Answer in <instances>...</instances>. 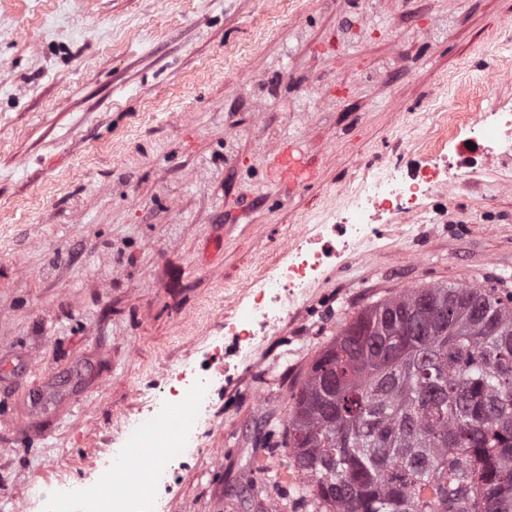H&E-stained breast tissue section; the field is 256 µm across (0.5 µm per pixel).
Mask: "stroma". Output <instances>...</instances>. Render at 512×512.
Returning a JSON list of instances; mask_svg holds the SVG:
<instances>
[{"mask_svg": "<svg viewBox=\"0 0 512 512\" xmlns=\"http://www.w3.org/2000/svg\"><path fill=\"white\" fill-rule=\"evenodd\" d=\"M512 109V0H0V512L77 479L368 167ZM288 142L315 180L274 175ZM512 289V153L332 259L212 399L178 512H296L310 364L403 289Z\"/></svg>", "mask_w": 512, "mask_h": 512, "instance_id": "1", "label": "stroma"}]
</instances>
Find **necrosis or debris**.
I'll list each match as a JSON object with an SVG mask.
<instances>
[{
    "label": "necrosis or debris",
    "instance_id": "obj_1",
    "mask_svg": "<svg viewBox=\"0 0 512 512\" xmlns=\"http://www.w3.org/2000/svg\"><path fill=\"white\" fill-rule=\"evenodd\" d=\"M460 124L475 149L453 167L457 171L484 168L503 150L512 151V109L465 113ZM449 168L446 160L435 156L407 169L393 164L362 172L325 224L287 243L285 261L249 287L243 310L225 319L223 335L213 337L196 361L162 364L164 388L141 401L137 418L126 424L117 441L122 449L163 452L162 462L146 468L135 487L108 482L113 457L107 454L96 457L80 480L27 489L19 512H99L97 501L116 499L127 500L126 512H176L172 483L197 451L202 431L215 424L210 395L229 378L231 358L278 330L328 261L369 241L377 222L396 215L413 217L433 189L447 185ZM90 487L95 497L87 496Z\"/></svg>",
    "mask_w": 512,
    "mask_h": 512
}]
</instances>
